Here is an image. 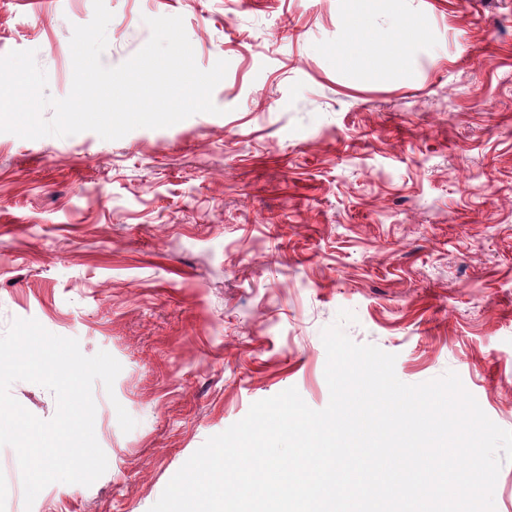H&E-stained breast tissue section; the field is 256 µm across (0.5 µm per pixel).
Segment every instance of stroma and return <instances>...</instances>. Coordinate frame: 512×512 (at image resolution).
<instances>
[{
	"label": "stroma",
	"instance_id": "1",
	"mask_svg": "<svg viewBox=\"0 0 512 512\" xmlns=\"http://www.w3.org/2000/svg\"><path fill=\"white\" fill-rule=\"evenodd\" d=\"M104 65L182 16L212 100L168 128L0 133V334L18 318L122 365L93 386L108 459L25 507L0 447V512H149L207 438L294 387L330 399L322 331L418 384L459 375L512 430V0H105ZM93 0H0V56L72 84ZM135 419L130 432L116 409Z\"/></svg>",
	"mask_w": 512,
	"mask_h": 512
}]
</instances>
